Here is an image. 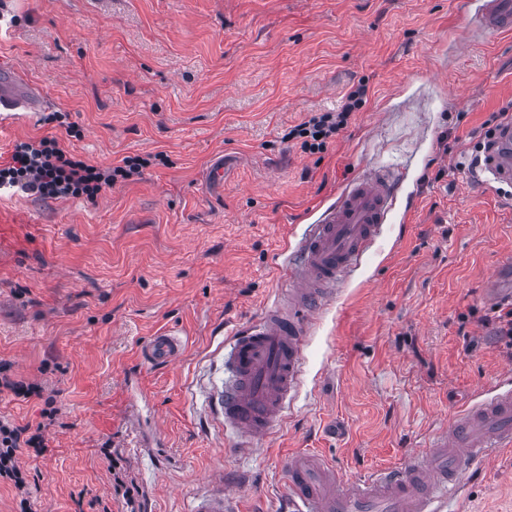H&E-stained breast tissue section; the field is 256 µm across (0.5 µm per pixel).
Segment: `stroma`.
Masks as SVG:
<instances>
[{"instance_id": "obj_1", "label": "stroma", "mask_w": 512, "mask_h": 512, "mask_svg": "<svg viewBox=\"0 0 512 512\" xmlns=\"http://www.w3.org/2000/svg\"><path fill=\"white\" fill-rule=\"evenodd\" d=\"M479 0H0V68L43 106L0 130L56 138L100 170L143 160L95 199L0 195V361L41 396L0 420L60 410L49 449L23 448L32 512H191L219 484L238 512H278L282 468L310 450L354 479L424 447L464 403L512 375L481 289L512 257V185L470 161L492 113H512V34L489 42ZM365 105L323 151L290 130ZM398 170L382 240L308 337L301 389L272 435L234 447L215 423L226 326L278 287L287 233L351 176ZM224 179L212 181L213 169ZM182 330L184 358L139 351ZM460 512H512V448L472 475Z\"/></svg>"}]
</instances>
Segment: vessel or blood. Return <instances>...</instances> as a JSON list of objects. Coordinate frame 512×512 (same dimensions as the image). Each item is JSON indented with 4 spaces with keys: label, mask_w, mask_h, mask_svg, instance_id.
Segmentation results:
<instances>
[{
    "label": "vessel or blood",
    "mask_w": 512,
    "mask_h": 512,
    "mask_svg": "<svg viewBox=\"0 0 512 512\" xmlns=\"http://www.w3.org/2000/svg\"><path fill=\"white\" fill-rule=\"evenodd\" d=\"M479 27L498 37L512 32V0H483ZM34 89L14 70H0V126L20 120L37 106ZM488 179L512 183V124L500 128L486 153ZM399 175L371 169L351 177L335 200L307 225L295 244H284L282 287L260 320L232 333L225 345L226 379L214 398L219 426L241 448L272 434L296 397L304 372L306 339L335 298L336 288L357 270L381 237L397 203ZM486 293L491 302L512 304V263H502ZM186 347L163 331L141 350L149 365L179 361ZM512 447V383L474 396L472 403L438 430L426 448L355 481L341 479L323 456L308 452L285 463L283 512H447L459 500L474 464ZM231 490L198 501L196 512H236Z\"/></svg>",
    "instance_id": "1"
}]
</instances>
